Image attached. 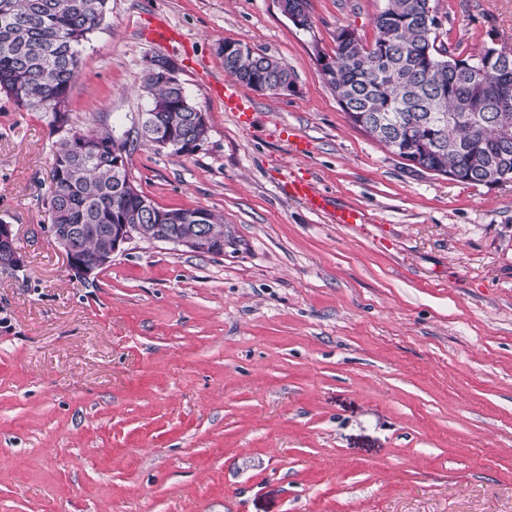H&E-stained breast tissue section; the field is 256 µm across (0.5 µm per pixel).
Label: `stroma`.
<instances>
[{
  "label": "stroma",
  "instance_id": "obj_1",
  "mask_svg": "<svg viewBox=\"0 0 512 512\" xmlns=\"http://www.w3.org/2000/svg\"><path fill=\"white\" fill-rule=\"evenodd\" d=\"M385 0H109L81 53L73 126L132 138L159 206L224 219V252L135 240L82 280L47 227L50 117L0 95V512H512V182L411 169L347 121L317 55L373 43ZM460 57L512 49V0H432ZM176 35L147 36L155 23ZM294 93L214 92L225 41ZM209 133L188 156L136 139L150 57ZM307 143L296 151L288 131ZM309 178L338 224L281 189ZM4 221H0V267L4 268H15L20 267L23 263V257H21L17 250L16 236L12 229V224H3Z\"/></svg>",
  "mask_w": 512,
  "mask_h": 512
}]
</instances>
